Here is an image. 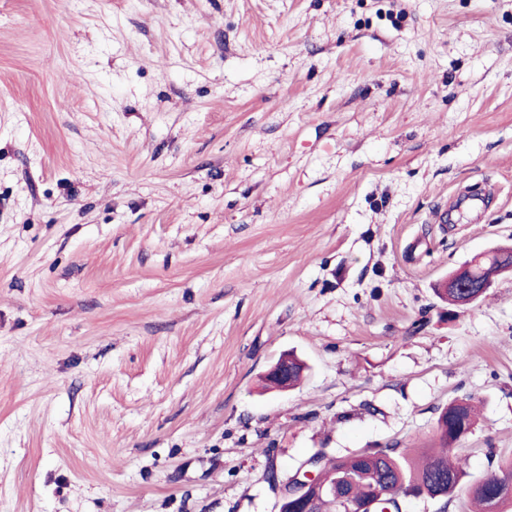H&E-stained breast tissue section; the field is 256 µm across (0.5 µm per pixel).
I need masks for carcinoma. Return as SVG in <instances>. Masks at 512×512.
<instances>
[{"instance_id":"1","label":"carcinoma","mask_w":512,"mask_h":512,"mask_svg":"<svg viewBox=\"0 0 512 512\" xmlns=\"http://www.w3.org/2000/svg\"><path fill=\"white\" fill-rule=\"evenodd\" d=\"M512 262V252L501 260L495 254L482 253L472 257L455 271L459 278L477 280L483 277L490 263ZM305 366L290 360L288 377L269 379L279 388L297 383ZM474 406L468 401L448 404L437 419L440 448H425L412 455L395 445L365 448L350 459L332 457L318 471L327 487L345 485L352 500L361 504L379 500L374 512H402L403 502L412 498L442 499L465 483L469 484L470 512H512V462H501L481 479L468 481L465 460L450 458L453 448L466 439L476 425ZM347 512L339 498L325 493L312 506L302 505L299 512Z\"/></svg>"}]
</instances>
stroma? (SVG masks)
Returning <instances> with one entry per match:
<instances>
[{
  "instance_id": "1",
  "label": "stroma",
  "mask_w": 512,
  "mask_h": 512,
  "mask_svg": "<svg viewBox=\"0 0 512 512\" xmlns=\"http://www.w3.org/2000/svg\"><path fill=\"white\" fill-rule=\"evenodd\" d=\"M499 245L512 0H0V512H279L467 397L512 461V276L434 292ZM511 266L506 267H500L494 266L489 272L485 279H482L480 281L476 282H470L467 281H458L454 278H448L446 284H445V293H442L450 302H452L454 305H457L462 308H474L478 305V303L481 301L482 297L485 295L482 294L478 298L474 299L470 304L468 305H460L459 302L462 300V297L464 300L470 299L474 294L477 292L484 291L485 288H488L490 285L493 284L494 279L497 278L501 273L510 271ZM447 288H455L456 291H459L462 297L453 289ZM288 355H283L278 362L273 364L269 370L267 371L266 377L270 375H275L277 377H282L285 374H288V378H277L273 377L268 381L276 387L279 388H288L295 383H297L302 373L305 369L304 364L301 361L290 358L289 370H288Z\"/></svg>"
}]
</instances>
